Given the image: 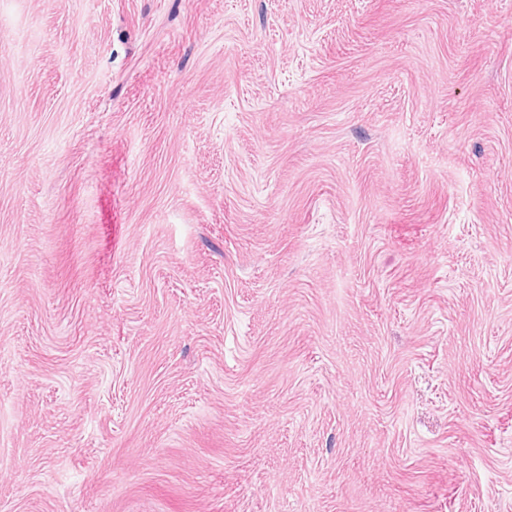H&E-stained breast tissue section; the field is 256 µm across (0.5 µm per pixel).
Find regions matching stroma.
Wrapping results in <instances>:
<instances>
[{"mask_svg": "<svg viewBox=\"0 0 512 512\" xmlns=\"http://www.w3.org/2000/svg\"><path fill=\"white\" fill-rule=\"evenodd\" d=\"M0 512H512V0H0Z\"/></svg>", "mask_w": 512, "mask_h": 512, "instance_id": "35a3bbf8", "label": "stroma"}]
</instances>
